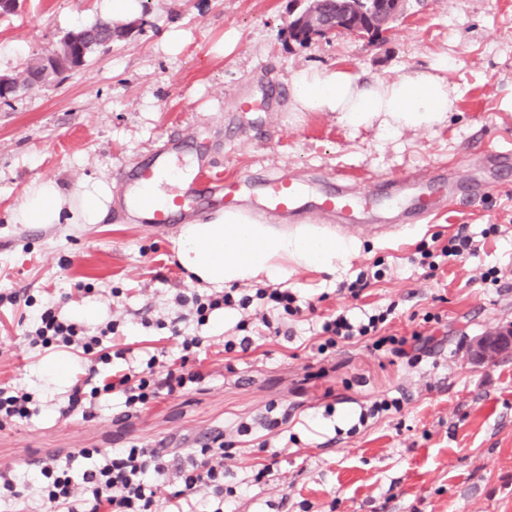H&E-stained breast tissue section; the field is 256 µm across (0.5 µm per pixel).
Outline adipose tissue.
<instances>
[{"label":"adipose tissue","instance_id":"1","mask_svg":"<svg viewBox=\"0 0 512 512\" xmlns=\"http://www.w3.org/2000/svg\"><path fill=\"white\" fill-rule=\"evenodd\" d=\"M454 103L447 81L429 71H411L394 81H364L345 70L305 68L291 80L293 111L335 112L355 127L383 115L389 131L427 128L445 120ZM111 206L112 188L103 180H88L65 192L49 179L26 192L10 219L16 224H98ZM352 248V243L310 232L291 235L235 212L185 225L176 256L193 280L220 288L260 275L275 276L282 260L329 270Z\"/></svg>","mask_w":512,"mask_h":512}]
</instances>
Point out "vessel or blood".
<instances>
[{"instance_id": "b4317fda", "label": "vessel or blood", "mask_w": 512, "mask_h": 512, "mask_svg": "<svg viewBox=\"0 0 512 512\" xmlns=\"http://www.w3.org/2000/svg\"><path fill=\"white\" fill-rule=\"evenodd\" d=\"M169 170L164 156L120 172L119 178L131 206H138L144 192L151 190ZM449 193L447 182L420 180L408 174L399 179L380 181L366 190L344 186L329 188L311 195L309 182L288 173L248 175L227 180L212 173L204 161L181 176L165 199L149 206L145 226L164 231L175 222L203 214L213 200H221L225 211L247 208L267 216L294 222L311 214L344 222L356 229L369 215L370 208L383 206L418 221L435 216Z\"/></svg>"}]
</instances>
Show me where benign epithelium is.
<instances>
[{"label": "benign epithelium", "mask_w": 512, "mask_h": 512, "mask_svg": "<svg viewBox=\"0 0 512 512\" xmlns=\"http://www.w3.org/2000/svg\"><path fill=\"white\" fill-rule=\"evenodd\" d=\"M405 0H363L359 13L353 15L342 9L328 22L320 13L302 10L288 26V38L297 42H308L316 37L349 35L369 37L379 21H390L402 13ZM512 351V328L486 333L470 345L469 359L482 365H491L498 358Z\"/></svg>", "instance_id": "7a95c632"}]
</instances>
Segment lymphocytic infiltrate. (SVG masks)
<instances>
[{
	"label": "lymphocytic infiltrate",
	"instance_id": "obj_1",
	"mask_svg": "<svg viewBox=\"0 0 512 512\" xmlns=\"http://www.w3.org/2000/svg\"><path fill=\"white\" fill-rule=\"evenodd\" d=\"M175 301L189 306L200 323L215 311L244 312L237 324L240 337L224 341L228 355L248 352L256 340L280 336L284 320L305 311L295 293L274 286L251 294L231 288L190 300L179 295ZM387 317L383 311L355 320L343 310L322 316L315 332L319 353L334 348L337 341L366 336L372 337L374 349L397 356L417 350L421 333H383ZM252 323L258 327L253 337L246 333ZM33 326L31 346L69 353L79 363L67 401L58 410L63 418L93 417L101 400L115 397L126 420L168 397L202 389L210 378L196 364L201 338L185 334L176 318L168 327L177 343L176 356L147 351L135 363L128 358V348L114 343L120 334L117 322L90 336L80 322L48 310L35 317ZM73 456L88 462L81 474L53 456L26 460L20 475L14 468L1 467L0 512H224V477L236 453L225 447L224 432L218 429L183 456L163 446L136 444L106 450L78 448Z\"/></svg>",
	"mask_w": 512,
	"mask_h": 512
}]
</instances>
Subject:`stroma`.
Instances as JSON below:
<instances>
[{"instance_id":"obj_1","label":"stroma","mask_w":512,"mask_h":512,"mask_svg":"<svg viewBox=\"0 0 512 512\" xmlns=\"http://www.w3.org/2000/svg\"><path fill=\"white\" fill-rule=\"evenodd\" d=\"M101 0H18L0 16V75L22 74L54 51L63 35L91 25ZM124 36L32 93L0 99V292H26L30 306L0 305V381L33 392L42 405L32 421L0 430V467L28 458H66L77 448L193 447L215 428L236 440L242 423L260 428L288 414L296 437L277 450L274 476L250 485L249 468L265 452L248 447L233 461L234 512H512V353L490 366L467 358L470 342L512 328V172L494 174L483 147H512V0H406L385 38L339 35L300 45L288 25L298 0H147ZM181 49H166L171 32ZM238 42L216 53L226 33ZM346 69L361 78L395 80L436 69L456 95L442 123L383 131L359 128L335 112H293L295 71ZM256 108L241 112L238 99ZM206 152L212 170L233 179L256 171L315 173L336 185L371 186L412 170L450 184L495 180L470 203L446 201L431 222L344 231L312 216L303 226L354 243L334 271L289 267L281 287L318 311L391 310L384 331L420 329L431 341L414 364L365 343H337L318 354L310 316L287 321V335L263 342L227 373L225 337L238 314L190 321L202 338L210 374L201 391L168 398L140 418L113 420L112 403L95 418L59 417L78 371L74 358L31 347L25 329L47 309L96 334L109 321L143 334L142 320L169 321L176 294L204 293L175 253L179 226L155 232L110 210L98 224H14L9 215L30 186L55 180L63 190L103 178L165 151L172 143ZM482 233L474 256L449 261L435 275L410 262L419 246L447 242L460 228ZM496 269L498 285L480 275ZM377 273L365 297L340 295V284ZM440 315L414 324L412 314ZM382 398L403 409L359 423Z\"/></svg>"}]
</instances>
